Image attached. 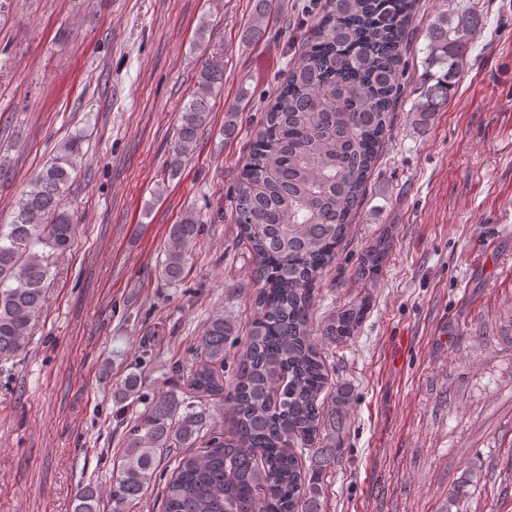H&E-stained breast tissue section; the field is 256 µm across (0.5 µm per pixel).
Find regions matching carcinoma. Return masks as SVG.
Listing matches in <instances>:
<instances>
[{
	"label": "carcinoma",
	"instance_id": "obj_1",
	"mask_svg": "<svg viewBox=\"0 0 512 512\" xmlns=\"http://www.w3.org/2000/svg\"><path fill=\"white\" fill-rule=\"evenodd\" d=\"M272 0H254L245 41L265 34ZM415 0H330L297 63L268 102L234 191L232 214L254 258L261 283L259 312L251 322L232 378L224 380V354L234 325L216 312L205 323L200 361L178 392L140 402L137 375L121 394L142 403L122 422V451L108 490L112 512H129L157 478L159 459L173 462L162 487L163 512H322L321 490L307 478L301 449L315 447L321 466L336 459L351 390L329 389L328 368L313 336L312 285L336 255L362 202L389 114L401 95L403 56ZM481 25L467 8L456 19L444 13L427 31L424 63L446 70L424 88L413 108L422 124L448 102L455 76ZM224 88V70L203 64L183 104L169 154L176 175L210 122L211 99ZM81 142L61 143L53 158L0 224V361L24 346L43 309L56 255L75 234L63 205ZM204 226L185 213L169 230L162 275L180 280ZM390 245L380 238L361 260L370 278ZM365 305L330 314L322 339L354 337ZM331 399L325 403L321 395ZM229 414L224 434L219 414ZM92 486L72 512H99Z\"/></svg>",
	"mask_w": 512,
	"mask_h": 512
}]
</instances>
